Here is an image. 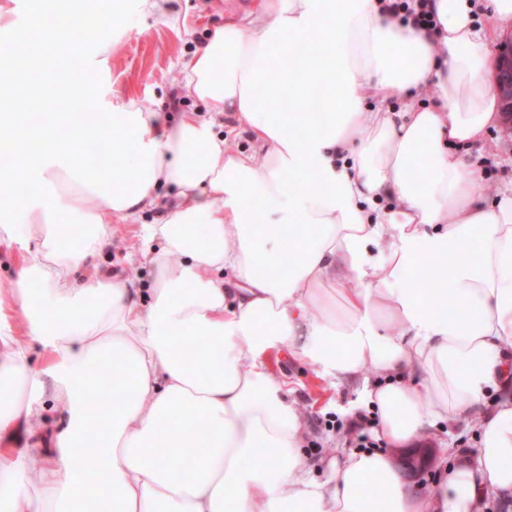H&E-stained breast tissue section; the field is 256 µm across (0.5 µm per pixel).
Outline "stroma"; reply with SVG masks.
<instances>
[{"label":"stroma","mask_w":512,"mask_h":512,"mask_svg":"<svg viewBox=\"0 0 512 512\" xmlns=\"http://www.w3.org/2000/svg\"><path fill=\"white\" fill-rule=\"evenodd\" d=\"M255 0H167L168 15L180 17L191 30V38H184L166 23L165 17L156 14L133 13L128 24L121 29L112 26L113 0H72L68 9L73 30H81L87 20L99 24V32L112 42L108 53H98L96 45H89L84 59L94 61L97 92L115 100H134L138 106L160 112L167 122H176L181 113L202 112L206 106L200 100L183 95L181 83L183 65L224 21L251 11ZM481 182L488 193L512 187V132L490 129L485 135L484 146L471 149ZM158 207L142 212L138 224L155 223L165 206L175 204L177 198L172 188L159 191ZM138 224L121 221L112 223V248L98 260L99 267L111 274H138L143 281H150L151 268L141 259L128 261L127 256L137 244ZM273 376L288 372L300 381L298 406L304 413L305 454L321 463H328L334 456L350 451L349 429L353 413H366L367 408L360 394L363 381H378L372 367H365L359 381L332 387L321 381L313 369L288 361L282 356L271 361ZM478 416L458 421L443 422L430 434L418 440L421 448L434 449L429 467L418 477L408 480L414 492L426 494L438 484L452 459L441 455L447 440H454L461 451L471 452L479 446Z\"/></svg>","instance_id":"obj_1"}]
</instances>
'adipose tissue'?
Returning a JSON list of instances; mask_svg holds the SVG:
<instances>
[{
    "label": "adipose tissue",
    "instance_id": "ef3b65f1",
    "mask_svg": "<svg viewBox=\"0 0 512 512\" xmlns=\"http://www.w3.org/2000/svg\"><path fill=\"white\" fill-rule=\"evenodd\" d=\"M431 6L432 34L382 0H260L184 67L209 117L172 124L88 100L86 67L30 53L0 73L1 99L21 76L62 83L49 109L0 113V245L22 257L0 293V512H475L512 495V189L486 197L465 156L502 124L490 44L512 0H486L481 24L470 0ZM314 30L329 46H305ZM227 112L251 152L215 132ZM90 142L111 170L76 165ZM164 185L179 203L140 227L151 286L98 273L113 218ZM420 269L431 287H411ZM283 351L335 385L372 366L375 440L484 402L480 444L429 495L380 451L316 480L296 390L269 371ZM102 359L130 385L101 415Z\"/></svg>",
    "mask_w": 512,
    "mask_h": 512
}]
</instances>
